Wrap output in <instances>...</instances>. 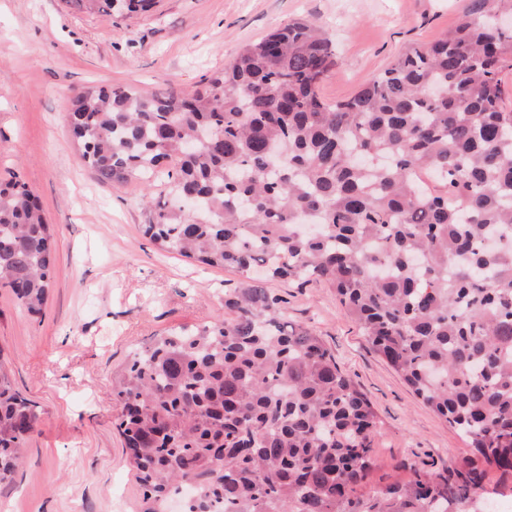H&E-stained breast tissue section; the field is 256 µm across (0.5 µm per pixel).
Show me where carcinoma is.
Returning <instances> with one entry per match:
<instances>
[{"label":"carcinoma","instance_id":"obj_1","mask_svg":"<svg viewBox=\"0 0 512 512\" xmlns=\"http://www.w3.org/2000/svg\"><path fill=\"white\" fill-rule=\"evenodd\" d=\"M130 17L155 0H68ZM512 0H468L458 24L408 48L354 96L318 94L331 44L296 20L244 47L191 93L89 87L70 101L101 182L151 181L143 235L252 277L230 317L138 349L116 382V428L140 512H455L512 477ZM37 197L0 181V281L32 315L52 285ZM270 279L322 281L414 395L473 455L366 490L379 420L312 330L288 327ZM40 418L0 367V483Z\"/></svg>","mask_w":512,"mask_h":512}]
</instances>
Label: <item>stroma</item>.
<instances>
[{"label":"stroma","instance_id":"35a3bbf8","mask_svg":"<svg viewBox=\"0 0 512 512\" xmlns=\"http://www.w3.org/2000/svg\"><path fill=\"white\" fill-rule=\"evenodd\" d=\"M466 0H158L121 19L67 0H0V179L18 175L55 226L56 265L41 315L0 287V362L39 423L0 512H138L140 489L114 425L112 379L144 341L223 315L240 273L171 254L140 232L144 186L101 184L68 123L85 87L193 91L242 48L296 19L316 22L337 65L319 89L346 99L413 45L453 29ZM290 322L312 328L379 419L372 485L470 455L453 427L376 353L325 283L272 280Z\"/></svg>","mask_w":512,"mask_h":512}]
</instances>
